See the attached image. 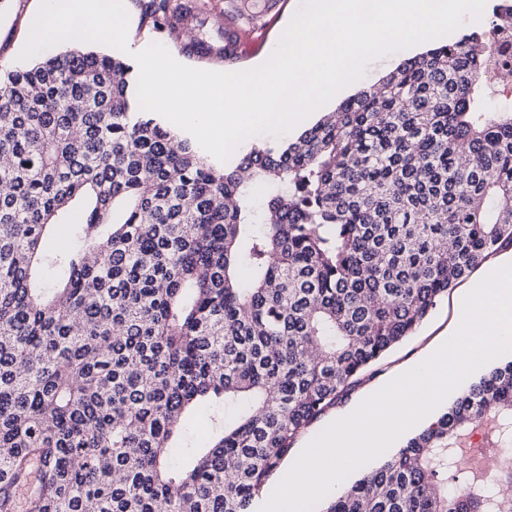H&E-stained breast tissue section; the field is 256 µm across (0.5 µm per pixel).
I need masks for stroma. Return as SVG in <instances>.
Returning a JSON list of instances; mask_svg holds the SVG:
<instances>
[{
  "label": "stroma",
  "mask_w": 512,
  "mask_h": 512,
  "mask_svg": "<svg viewBox=\"0 0 512 512\" xmlns=\"http://www.w3.org/2000/svg\"><path fill=\"white\" fill-rule=\"evenodd\" d=\"M41 0H0V66H17V56L28 40L32 22L39 10ZM205 27L189 26L179 34L168 29L157 28L142 15L140 0H125L129 14L128 46L159 42L182 64L190 67L220 72H237L254 68L265 62L272 48L288 26L299 0H203ZM245 6L258 15L253 25L244 26L239 45L232 58H224L220 52L224 45L222 19L227 11ZM208 32L215 48L214 53L192 51L190 45L201 32ZM420 46L398 51L373 60L367 67L360 84L350 85L339 91L326 104V111H333L341 99L357 92L359 87L369 86L393 71L405 58L420 53ZM456 327V297L448 295L441 300L429 318L403 343L394 348L386 358L367 373L336 406L329 408L294 444V452H301L311 437L317 435L330 421L350 411L359 402L405 371L418 358Z\"/></svg>",
  "instance_id": "1"
}]
</instances>
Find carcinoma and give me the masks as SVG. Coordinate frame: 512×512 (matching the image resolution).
<instances>
[{"instance_id":"carcinoma-1","label":"carcinoma","mask_w":512,"mask_h":512,"mask_svg":"<svg viewBox=\"0 0 512 512\" xmlns=\"http://www.w3.org/2000/svg\"><path fill=\"white\" fill-rule=\"evenodd\" d=\"M141 2L177 30L173 0ZM239 40L229 14L224 57ZM483 41L431 46L222 168L171 146L114 51L0 67V512L35 469L26 512H254L297 439L512 248V105ZM216 405L234 418L176 465L186 414ZM511 448L512 358L320 512H512Z\"/></svg>"}]
</instances>
